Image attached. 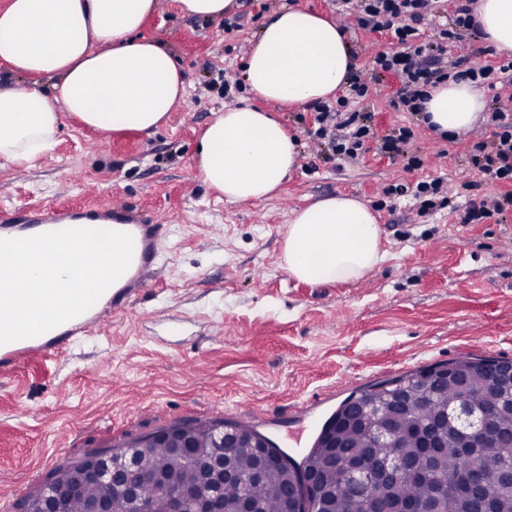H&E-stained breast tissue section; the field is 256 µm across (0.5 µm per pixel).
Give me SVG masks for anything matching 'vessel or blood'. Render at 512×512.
Masks as SVG:
<instances>
[{
    "label": "vessel or blood",
    "mask_w": 512,
    "mask_h": 512,
    "mask_svg": "<svg viewBox=\"0 0 512 512\" xmlns=\"http://www.w3.org/2000/svg\"><path fill=\"white\" fill-rule=\"evenodd\" d=\"M34 228L43 233L68 228L126 233L133 239L132 259L125 273L83 314L39 336L0 344L1 375L34 357H56L67 344L98 331L106 313L124 309L135 294L152 282L161 259L160 244L167 234L166 225L157 223L151 213L127 206L100 210L47 204L21 215L0 212V238H23Z\"/></svg>",
    "instance_id": "b4317fda"
}]
</instances>
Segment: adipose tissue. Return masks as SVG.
Segmentation results:
<instances>
[{
	"label": "adipose tissue",
	"mask_w": 512,
	"mask_h": 512,
	"mask_svg": "<svg viewBox=\"0 0 512 512\" xmlns=\"http://www.w3.org/2000/svg\"><path fill=\"white\" fill-rule=\"evenodd\" d=\"M158 0H8L0 8V62L26 77L25 87L0 88V160L28 164L56 144L64 115L106 131L149 132L183 101L180 63L138 31ZM482 40L512 51V0H477ZM354 68L350 44L336 23L288 7L262 27L244 80L254 98L301 105L330 97ZM56 79V95L40 86ZM486 106L468 81L430 89L426 124L438 135L471 128ZM296 140L266 111L231 106L206 128L198 171L225 202L260 200L298 165ZM384 259L370 207L351 196L318 200L295 212L284 241L289 276L311 284L362 279Z\"/></svg>",
	"instance_id": "1"
}]
</instances>
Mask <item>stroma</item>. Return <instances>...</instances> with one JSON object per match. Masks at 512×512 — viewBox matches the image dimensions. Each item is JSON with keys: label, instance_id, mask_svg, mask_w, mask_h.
<instances>
[{"label": "stroma", "instance_id": "stroma-1", "mask_svg": "<svg viewBox=\"0 0 512 512\" xmlns=\"http://www.w3.org/2000/svg\"><path fill=\"white\" fill-rule=\"evenodd\" d=\"M233 0L223 18L183 15L159 0L140 30L180 61L183 102L149 132L94 131L63 117L54 149L31 164L0 161V210L116 203L153 212L170 227L149 288L112 314L101 335L57 360H32L0 377V512L26 497L66 460L186 420L253 425L302 458L326 417L351 392L422 366L465 356L512 360V206L479 224L469 200L502 197L470 163L490 129L478 120L441 138L395 107L403 86L381 73L349 109L373 115L374 136L348 162L311 138L313 106L268 104L296 136L299 165L262 201L228 203L201 180L203 130L248 91L225 97L254 39L284 7L335 19L332 0ZM239 20L236 29L226 24ZM356 67L394 51L387 35L346 32ZM406 126L403 156L378 146ZM443 179L453 196L420 214L413 196L389 186ZM351 194L375 213L383 262L362 280L297 281L282 267L294 210ZM307 401L297 413L299 401Z\"/></svg>", "mask_w": 512, "mask_h": 512}]
</instances>
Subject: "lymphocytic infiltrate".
<instances>
[{
  "label": "lymphocytic infiltrate",
  "instance_id": "lymphocytic-infiltrate-1",
  "mask_svg": "<svg viewBox=\"0 0 512 512\" xmlns=\"http://www.w3.org/2000/svg\"><path fill=\"white\" fill-rule=\"evenodd\" d=\"M436 0H336V13L341 18H354L357 25L372 32H389L397 44L391 53H379L371 72L352 73L349 87L357 97H364L372 74L394 72L403 79L398 103L412 115H420L428 90L441 82L456 79L495 88L501 81L512 83V60L499 66L463 67L461 61L449 60L446 41L458 38L460 32L475 31L469 4L458 5L444 24L436 42L421 40L416 28L424 15L434 8ZM314 135L327 143L336 156L356 160L365 142L372 138V117L367 112H344L325 103L314 107ZM488 140L477 143L471 164L491 179L512 183V113L498 102L488 108Z\"/></svg>",
  "mask_w": 512,
  "mask_h": 512
}]
</instances>
